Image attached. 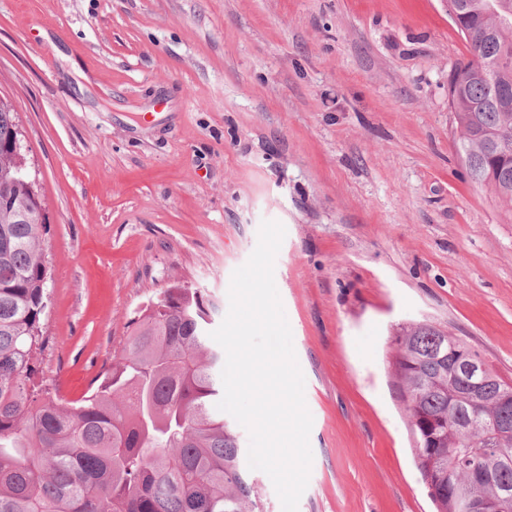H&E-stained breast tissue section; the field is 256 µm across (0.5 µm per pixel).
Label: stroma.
<instances>
[{
	"label": "stroma",
	"instance_id": "obj_1",
	"mask_svg": "<svg viewBox=\"0 0 512 512\" xmlns=\"http://www.w3.org/2000/svg\"><path fill=\"white\" fill-rule=\"evenodd\" d=\"M444 0H0V98L47 218L38 378L68 400L149 299L229 307L261 221L305 376L298 512H434L391 384L394 328L512 380V212L468 179Z\"/></svg>",
	"mask_w": 512,
	"mask_h": 512
}]
</instances>
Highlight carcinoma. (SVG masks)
I'll use <instances>...</instances> for the list:
<instances>
[{"instance_id":"1","label":"carcinoma","mask_w":512,"mask_h":512,"mask_svg":"<svg viewBox=\"0 0 512 512\" xmlns=\"http://www.w3.org/2000/svg\"><path fill=\"white\" fill-rule=\"evenodd\" d=\"M495 0H448L468 55L451 68L448 96L469 178L512 207V26ZM16 112L0 99V512H263L231 424L213 412L223 397L224 351L207 326L216 311L199 288L175 284L130 319L112 366L77 401L35 380L48 312L43 201L13 149ZM389 367L404 405L417 468L436 512H467L470 500L512 512L510 394L492 381L470 414L468 379L448 377L463 339L428 323L390 336ZM487 474L484 479L476 473Z\"/></svg>"}]
</instances>
